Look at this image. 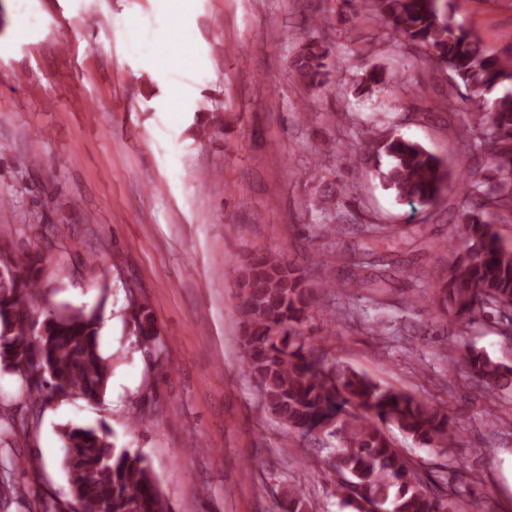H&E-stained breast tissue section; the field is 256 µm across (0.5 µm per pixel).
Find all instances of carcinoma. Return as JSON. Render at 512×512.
I'll return each mask as SVG.
<instances>
[{"label":"carcinoma","mask_w":512,"mask_h":512,"mask_svg":"<svg viewBox=\"0 0 512 512\" xmlns=\"http://www.w3.org/2000/svg\"><path fill=\"white\" fill-rule=\"evenodd\" d=\"M370 13L422 51L423 58L447 68L472 91L475 106L464 140L485 154L482 167L465 178L467 207L459 216L454 238L443 243L448 263L425 277L410 275L420 302L435 314L454 319L464 333L479 319L494 318L501 335L512 337V246H505L495 224L512 221V45L504 55H489L481 41L454 17L448 0H368ZM332 52L323 42L306 40L293 65L296 78L309 89L329 82ZM385 155L378 169L384 187L396 198L426 207L448 187L450 174L442 160L421 144L394 135L374 141ZM363 231L377 241L399 231L371 224ZM38 259H20L0 251V266L12 265L13 277L0 278V369L17 377L27 414L0 419V448L28 435L29 419L45 407L75 395L95 404L104 397L110 359L99 346L101 316L60 305L47 312L31 335L40 285L32 268ZM385 264L365 254L347 270L344 281H323L326 289L367 290L372 304L387 306L386 282L366 273ZM242 361L258 382L266 412L301 437L325 439L335 474L336 495L348 512H454L453 493L438 495L408 458L391 442L393 426L430 448H449L460 439L459 424L447 406L413 392L383 387L365 374L336 362L308 342L310 319L307 270L265 250L252 253L242 283ZM129 332L150 362L162 369L166 360L160 331L150 310L128 290ZM448 370H466L478 394H512V366L493 360L472 346L447 348ZM60 466L68 483L65 500L43 502L39 512H171L150 460L141 452L118 448L107 433L63 425ZM285 512H310L300 485L283 491Z\"/></svg>","instance_id":"obj_1"}]
</instances>
